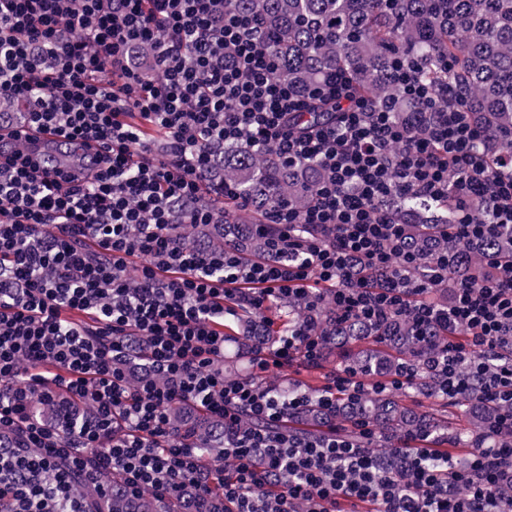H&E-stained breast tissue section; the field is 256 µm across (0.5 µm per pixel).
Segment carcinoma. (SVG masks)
<instances>
[{"label":"carcinoma","instance_id":"obj_1","mask_svg":"<svg viewBox=\"0 0 512 512\" xmlns=\"http://www.w3.org/2000/svg\"><path fill=\"white\" fill-rule=\"evenodd\" d=\"M241 12L257 16L277 62L278 79L301 92L327 73L342 69L354 89L394 107L396 119L417 125L443 106L462 103L472 123L486 138L490 158L512 154V0H231ZM417 67L420 80L432 85L438 97L403 100L397 87L399 71ZM217 179L236 184L256 213L288 203L308 204L323 173L302 162L288 163L269 152L255 155L239 150L224 153ZM448 203L425 201L412 194L394 205L399 217L416 215L407 247L426 253L437 246L452 252L459 244L435 239L430 217L448 212ZM469 265L450 275L478 274L485 255L512 254V231L492 243L472 242ZM446 334L425 343L404 318L378 327L349 324L326 338V344L369 339L374 347L358 350L348 366L392 374L402 363L416 361L431 348L440 349ZM336 413L360 416L387 436L424 431L446 435L451 443L468 444V435L442 417L412 415L387 393L371 394L355 405L336 402ZM325 412L311 403L294 421L301 429L322 428ZM198 444L211 453L224 445V430L205 417L192 427ZM76 493L91 500L94 512H182L183 502H161L152 493L137 498L112 492L100 496L77 480Z\"/></svg>","mask_w":512,"mask_h":512}]
</instances>
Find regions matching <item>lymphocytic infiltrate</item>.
I'll use <instances>...</instances> for the list:
<instances>
[{"label": "lymphocytic infiltrate", "mask_w": 512, "mask_h": 512, "mask_svg": "<svg viewBox=\"0 0 512 512\" xmlns=\"http://www.w3.org/2000/svg\"><path fill=\"white\" fill-rule=\"evenodd\" d=\"M274 69L259 18L226 0H0V137L25 127L101 154L94 172H49L23 144L0 163V440H14L0 447V512H89L73 478L107 495L113 472L163 502L188 485L220 493L224 512H512V257L488 254L479 283L445 281L447 257L420 263L393 212L412 192L450 204L458 241L512 228V169L490 167L461 110L410 140L344 72L298 95ZM316 104L329 120L302 124ZM241 148L326 173L307 208L249 225L267 246L249 260L180 231L236 199L211 174ZM293 298L306 315L273 330L267 311ZM242 310L263 330L238 378L219 363ZM391 315L447 327L443 355L391 375L338 367L314 399L264 385L270 368L319 366V319ZM426 372L437 399L475 386L500 410L464 456L428 434L372 454L359 420L287 428L309 401L328 410ZM178 401L223 422L222 466L173 429Z\"/></svg>", "instance_id": "1"}]
</instances>
